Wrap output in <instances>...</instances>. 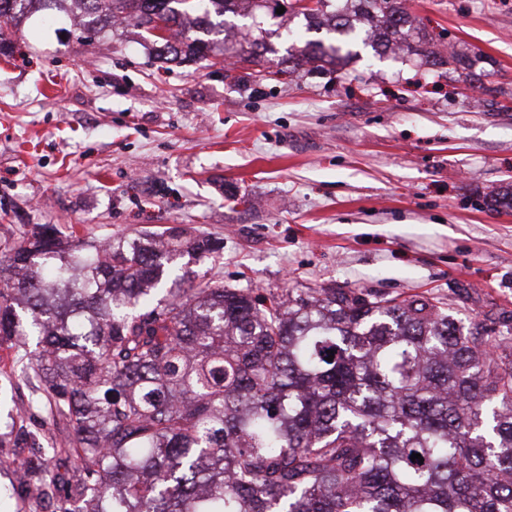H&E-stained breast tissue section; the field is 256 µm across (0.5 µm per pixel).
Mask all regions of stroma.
<instances>
[{"mask_svg":"<svg viewBox=\"0 0 512 512\" xmlns=\"http://www.w3.org/2000/svg\"><path fill=\"white\" fill-rule=\"evenodd\" d=\"M444 44L481 54L438 78L362 53L334 79L280 74L292 42L264 26L274 77L225 61L168 68L133 22L64 32L42 14L0 49V246L36 224L104 240L188 227L220 238L194 263L266 295L334 286L433 296L464 327L512 325V0H410ZM0 361V433L40 397Z\"/></svg>","mask_w":512,"mask_h":512,"instance_id":"obj_1","label":"stroma"}]
</instances>
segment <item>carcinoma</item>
I'll list each match as a JSON object with an SVG mask.
<instances>
[{
    "mask_svg": "<svg viewBox=\"0 0 512 512\" xmlns=\"http://www.w3.org/2000/svg\"><path fill=\"white\" fill-rule=\"evenodd\" d=\"M272 0H74L94 21L124 14L160 56L197 61L199 28L252 31ZM318 34L293 68L401 50L444 56L405 0H315L292 12ZM166 23L158 33L153 18ZM251 40L239 62L262 66ZM220 243L172 226L137 238L63 241L54 224L0 250V347L24 351L66 431L57 448L20 426L40 512H512V345L463 332L439 300L249 288L179 265ZM334 351L333 361L326 357ZM65 453L70 471L50 469ZM418 453L423 462L411 460Z\"/></svg>",
    "mask_w": 512,
    "mask_h": 512,
    "instance_id": "carcinoma-1",
    "label": "carcinoma"
}]
</instances>
